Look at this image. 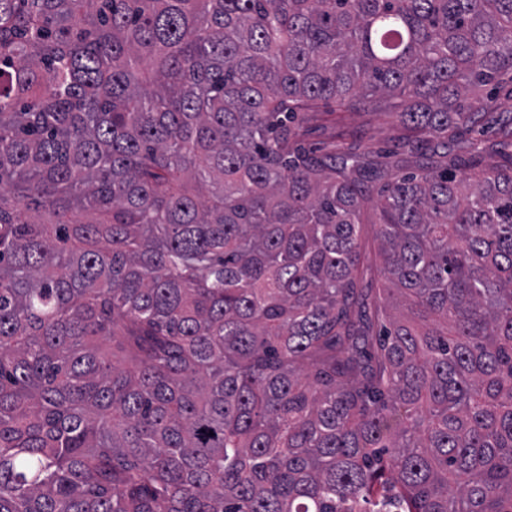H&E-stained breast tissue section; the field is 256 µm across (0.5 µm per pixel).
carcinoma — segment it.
Returning a JSON list of instances; mask_svg holds the SVG:
<instances>
[{"label":"carcinoma","mask_w":512,"mask_h":512,"mask_svg":"<svg viewBox=\"0 0 512 512\" xmlns=\"http://www.w3.org/2000/svg\"><path fill=\"white\" fill-rule=\"evenodd\" d=\"M510 73L512 0H0V512H512V154L429 139ZM340 131L350 134L345 142L359 151L380 154L394 150L404 133L390 114L367 111L336 112V135ZM363 244L365 245L366 249L371 252V256H375L376 258L373 271L371 274L367 275L365 281L370 282L371 288H382L384 285V278L380 273L381 260L377 256L378 241L375 238V226L373 224H364Z\"/></svg>","instance_id":"carcinoma-1"}]
</instances>
